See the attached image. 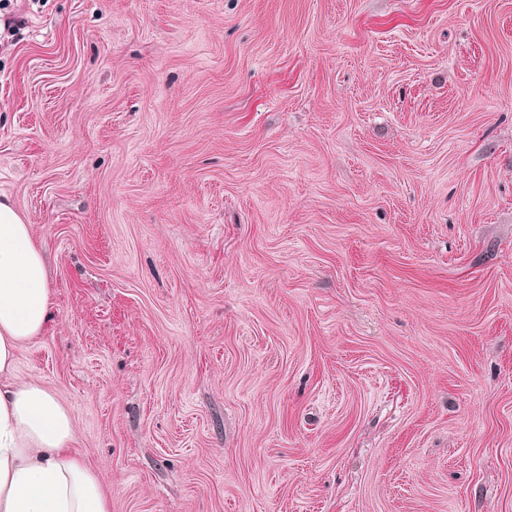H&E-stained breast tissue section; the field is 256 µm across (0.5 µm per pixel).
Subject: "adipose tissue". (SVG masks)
I'll return each instance as SVG.
<instances>
[{"instance_id": "adipose-tissue-1", "label": "adipose tissue", "mask_w": 512, "mask_h": 512, "mask_svg": "<svg viewBox=\"0 0 512 512\" xmlns=\"http://www.w3.org/2000/svg\"><path fill=\"white\" fill-rule=\"evenodd\" d=\"M50 308L44 251L0 198V512H110L109 493L72 448L69 409L16 373L19 346L44 333Z\"/></svg>"}]
</instances>
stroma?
I'll list each match as a JSON object with an SVG mask.
<instances>
[{
  "label": "stroma",
  "mask_w": 512,
  "mask_h": 512,
  "mask_svg": "<svg viewBox=\"0 0 512 512\" xmlns=\"http://www.w3.org/2000/svg\"><path fill=\"white\" fill-rule=\"evenodd\" d=\"M17 372L111 512H512V0H32Z\"/></svg>",
  "instance_id": "obj_1"
}]
</instances>
